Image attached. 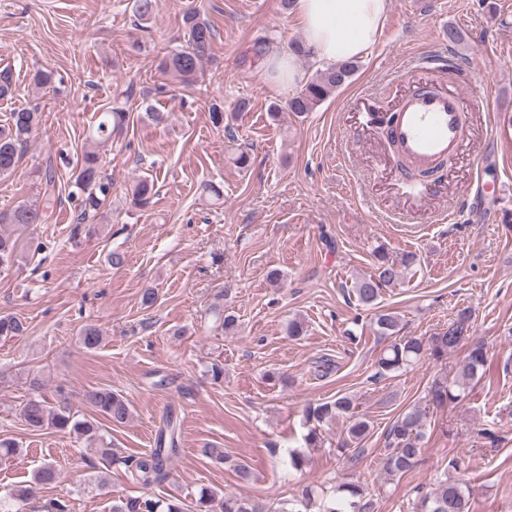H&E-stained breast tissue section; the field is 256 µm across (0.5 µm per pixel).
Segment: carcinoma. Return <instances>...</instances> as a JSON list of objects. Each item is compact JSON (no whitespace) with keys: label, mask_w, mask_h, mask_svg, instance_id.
I'll use <instances>...</instances> for the list:
<instances>
[{"label":"carcinoma","mask_w":512,"mask_h":512,"mask_svg":"<svg viewBox=\"0 0 512 512\" xmlns=\"http://www.w3.org/2000/svg\"><path fill=\"white\" fill-rule=\"evenodd\" d=\"M159 0H134L133 10L139 24H146L155 17ZM186 46L170 49L162 58L164 73L176 79L184 88L196 82L203 63L212 55L214 30L200 17L195 8L188 9L182 17ZM274 42L273 34L267 32L254 38L241 64L259 66L270 52ZM359 70V61L352 60L324 69H318L301 90L288 102V111L301 117L313 111L337 90L349 85ZM134 85L115 87L114 104L102 112L96 125L98 141L82 154L77 165L75 185L82 192L80 201L81 222L72 228V238L92 235L96 225L84 220L97 215L108 202L110 183L103 182L99 147L112 136L120 133L129 123L130 115L126 108L135 96ZM40 122V113L34 109L21 108L11 112L8 125L0 127V175L14 171L19 154L27 146ZM43 200L22 203L12 211L0 215L1 224H11L28 229L43 224L48 219L50 201L55 196V176L52 168L44 170ZM154 194V183L149 177L140 178L129 194L130 205L144 208ZM376 262L371 274L356 280L353 294L360 305L376 310L374 315L377 331L384 336H393L400 331L399 317L391 311L380 310L383 289L394 285L401 278L400 267H409L418 261L411 254L396 260L384 248L374 251ZM18 259L17 239L11 234L0 233V271L14 266ZM471 316L468 309L456 313L448 328L424 339L417 336H401L382 353L378 365L383 372L398 373L412 367L422 358L429 356L439 361L448 355V350L470 339ZM25 331L22 321L13 316H0V337L21 336ZM79 343L87 350L99 348L103 342L100 329L92 324L84 325L78 334ZM493 364L483 343H471L467 355L452 378H438L429 386L426 403L416 405L402 413L388 431L387 453L382 468L390 478L403 476L414 470L420 460L425 438V428L430 407L441 408L457 404L465 399L466 391L475 380L492 379ZM30 396L20 409L19 415L25 425L33 431L54 430L73 434L78 438L97 440L103 446L102 455H112L108 442L100 433L97 424L89 419H79L71 412L67 396L58 391L54 399L40 393V383H30ZM84 400L95 413L113 424L125 423L132 414L128 400L110 388H94L86 392ZM344 419L348 422L347 437L338 445V451L347 456L353 445H359L370 433L371 423L355 412L354 399L346 394L336 398L310 402L303 409V421L307 427L304 444L307 448L320 447V426L325 422ZM170 441H165V433H160L156 447L138 456L117 459L135 479L145 486L160 483L168 478L165 462L178 453L175 440V425L168 421ZM460 460L448 461L447 471L426 491H419L415 512H469L470 491L460 479L454 476ZM57 477L53 462L43 463L36 471L34 484L16 487L10 495L0 497V512H22V507L35 496V487L50 484ZM302 506L316 507V512H374L375 505L364 485L359 482L343 483L324 492L319 502H314L310 494L303 496ZM196 512H271V507L258 499H249L234 494L221 495L216 491L203 490L195 503ZM111 512H187L186 504L178 499L154 501L148 498L128 495L112 499Z\"/></svg>","instance_id":"cac0c4a2"}]
</instances>
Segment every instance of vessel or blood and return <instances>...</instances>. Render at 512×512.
Instances as JSON below:
<instances>
[{"label": "vessel or blood", "instance_id": "1", "mask_svg": "<svg viewBox=\"0 0 512 512\" xmlns=\"http://www.w3.org/2000/svg\"><path fill=\"white\" fill-rule=\"evenodd\" d=\"M464 104L456 91L422 90L402 100L390 133L414 169L430 171L461 150L467 130Z\"/></svg>", "mask_w": 512, "mask_h": 512}]
</instances>
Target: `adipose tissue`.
Returning <instances> with one entry per match:
<instances>
[{
  "mask_svg": "<svg viewBox=\"0 0 512 512\" xmlns=\"http://www.w3.org/2000/svg\"><path fill=\"white\" fill-rule=\"evenodd\" d=\"M389 0H294L304 48L329 65L364 56L385 26Z\"/></svg>",
  "mask_w": 512,
  "mask_h": 512,
  "instance_id": "1",
  "label": "adipose tissue"
}]
</instances>
